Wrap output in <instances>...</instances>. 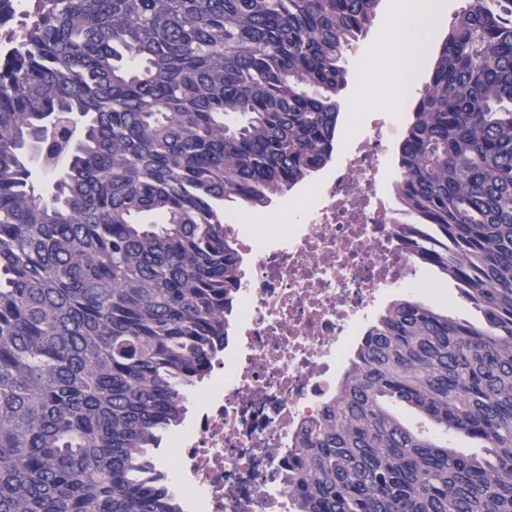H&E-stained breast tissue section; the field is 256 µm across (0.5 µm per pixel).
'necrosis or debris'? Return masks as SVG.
Returning <instances> with one entry per match:
<instances>
[{
    "mask_svg": "<svg viewBox=\"0 0 512 512\" xmlns=\"http://www.w3.org/2000/svg\"><path fill=\"white\" fill-rule=\"evenodd\" d=\"M399 134L395 113H381L347 163L287 215L226 221L250 258L235 336L172 455L177 487L197 512H293L285 465L301 429L321 419L360 329L394 295L423 293L403 216L377 180Z\"/></svg>",
    "mask_w": 512,
    "mask_h": 512,
    "instance_id": "1",
    "label": "necrosis or debris"
}]
</instances>
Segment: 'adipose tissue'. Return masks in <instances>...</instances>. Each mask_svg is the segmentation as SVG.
<instances>
[{"mask_svg":"<svg viewBox=\"0 0 512 512\" xmlns=\"http://www.w3.org/2000/svg\"><path fill=\"white\" fill-rule=\"evenodd\" d=\"M388 26L383 49L375 61L385 82L381 100L391 109L403 110L418 83V73L433 50V39L447 15L446 0H388Z\"/></svg>","mask_w":512,"mask_h":512,"instance_id":"obj_1","label":"adipose tissue"}]
</instances>
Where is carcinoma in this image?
<instances>
[{
	"mask_svg": "<svg viewBox=\"0 0 512 512\" xmlns=\"http://www.w3.org/2000/svg\"><path fill=\"white\" fill-rule=\"evenodd\" d=\"M380 2L0 0V512H185L154 449L231 334L225 219L331 162ZM398 169L413 255L480 321L379 312L287 466L294 512H512V0L454 15Z\"/></svg>",
	"mask_w": 512,
	"mask_h": 512,
	"instance_id": "1",
	"label": "carcinoma"
}]
</instances>
